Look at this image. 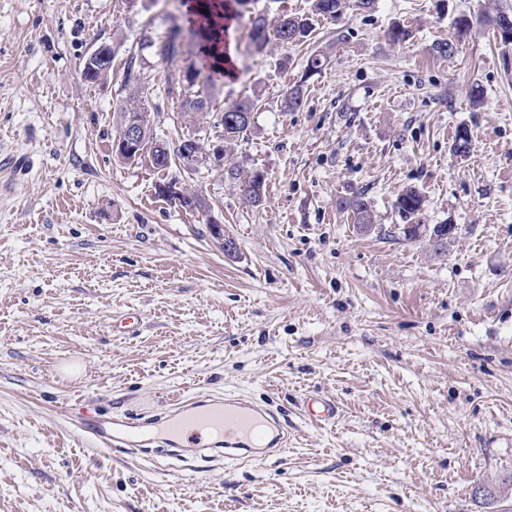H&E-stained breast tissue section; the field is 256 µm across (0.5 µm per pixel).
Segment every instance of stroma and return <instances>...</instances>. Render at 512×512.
<instances>
[{
	"label": "stroma",
	"mask_w": 512,
	"mask_h": 512,
	"mask_svg": "<svg viewBox=\"0 0 512 512\" xmlns=\"http://www.w3.org/2000/svg\"><path fill=\"white\" fill-rule=\"evenodd\" d=\"M195 3L0 0V512H512V490L474 497L512 470V44L477 25L454 55L432 50L457 17L512 14V0H376L261 53L252 17L311 0H247L236 75L213 84L193 44L172 62L141 46ZM396 24L406 44L390 42ZM101 43L112 72L91 85L82 62ZM322 48L329 65L305 77ZM132 60L173 141L206 125L179 109L188 66L214 110L260 93L225 163L264 171L263 205L203 169L185 185L208 210L192 212L157 197L149 164L115 156ZM297 83L303 103L283 111ZM410 187L420 223L456 225L447 254L405 240L395 201ZM359 192L368 233L342 208ZM126 312L136 332L115 329ZM230 391L286 415L280 460L117 456L78 418L144 420ZM309 397L334 399L336 423L311 422Z\"/></svg>",
	"instance_id": "stroma-1"
}]
</instances>
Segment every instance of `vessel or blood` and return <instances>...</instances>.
Returning a JSON list of instances; mask_svg holds the SVG:
<instances>
[{"label": "vessel or blood", "instance_id": "obj_1", "mask_svg": "<svg viewBox=\"0 0 512 512\" xmlns=\"http://www.w3.org/2000/svg\"><path fill=\"white\" fill-rule=\"evenodd\" d=\"M307 412L317 422H332L340 415L335 401L321 398L308 400ZM157 420L165 426L167 447H179L186 439L211 457L264 459L280 454L288 443L287 421L241 396L184 397ZM88 434L99 446L117 453L144 447L147 442L139 425L127 417L112 418L105 428L90 427Z\"/></svg>", "mask_w": 512, "mask_h": 512}]
</instances>
